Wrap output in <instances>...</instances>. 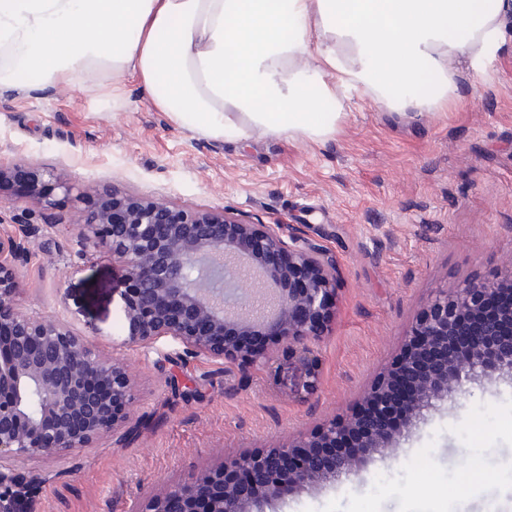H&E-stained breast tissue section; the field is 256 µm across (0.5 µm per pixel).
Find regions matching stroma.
<instances>
[{
  "mask_svg": "<svg viewBox=\"0 0 512 512\" xmlns=\"http://www.w3.org/2000/svg\"><path fill=\"white\" fill-rule=\"evenodd\" d=\"M459 101L410 119L356 95L334 138L228 143L174 123L137 82L104 109L72 89L0 91V164L33 163L199 210L281 224L329 249L336 306L318 347L315 393L292 391L288 362L242 373L166 341L123 346L124 271L84 244L71 202L22 214L24 180L0 192V222L41 227L19 269L20 308L61 317L106 358L132 364L136 413L120 442L38 464L33 512H131L193 483L225 457L275 448L348 411L398 353L432 297L495 281L512 258V42L485 76L461 71ZM483 489L463 486L469 467ZM429 487L426 495L417 494ZM512 493V379L467 386L424 411L387 456L304 487L267 512H485L484 491Z\"/></svg>",
  "mask_w": 512,
  "mask_h": 512,
  "instance_id": "obj_1",
  "label": "stroma"
}]
</instances>
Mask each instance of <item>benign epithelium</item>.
Segmentation results:
<instances>
[{
	"label": "benign epithelium",
	"mask_w": 512,
	"mask_h": 512,
	"mask_svg": "<svg viewBox=\"0 0 512 512\" xmlns=\"http://www.w3.org/2000/svg\"><path fill=\"white\" fill-rule=\"evenodd\" d=\"M24 177V208L45 212L52 183L86 210L69 223L85 243L107 246L125 271L123 345L160 340L185 354L249 371L275 355L297 366L302 389L319 380L317 346L336 300V257L281 224H253L225 210L89 185L38 165L0 166V188ZM29 237L0 230V512H20L47 461L118 434L133 408V374L103 358L58 317L21 310L18 266ZM495 285L471 283L433 298L403 348L344 416L278 448L235 455L199 484H177L132 512H265L307 484L351 475L366 454L392 447L435 402L465 384L512 375V305L493 306Z\"/></svg>",
	"instance_id": "7a95c632"
}]
</instances>
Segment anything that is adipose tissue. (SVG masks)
Returning <instances> with one entry per match:
<instances>
[{
  "mask_svg": "<svg viewBox=\"0 0 512 512\" xmlns=\"http://www.w3.org/2000/svg\"><path fill=\"white\" fill-rule=\"evenodd\" d=\"M511 30L512 0H0V89L109 103L133 80L211 138L325 142L355 94L446 109Z\"/></svg>",
  "mask_w": 512,
  "mask_h": 512,
  "instance_id": "adipose-tissue-1",
  "label": "adipose tissue"
}]
</instances>
